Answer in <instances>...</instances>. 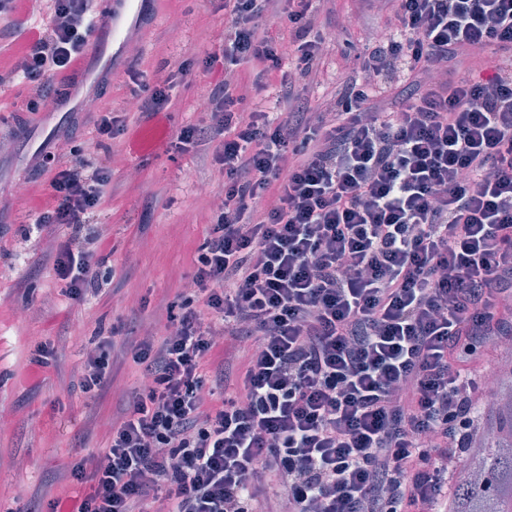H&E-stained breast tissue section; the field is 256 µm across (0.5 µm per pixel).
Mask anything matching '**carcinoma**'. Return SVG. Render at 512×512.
Instances as JSON below:
<instances>
[{"label": "carcinoma", "instance_id": "carcinoma-1", "mask_svg": "<svg viewBox=\"0 0 512 512\" xmlns=\"http://www.w3.org/2000/svg\"><path fill=\"white\" fill-rule=\"evenodd\" d=\"M484 427L471 441L478 453L451 494V512H512V371L502 374L498 398L478 410Z\"/></svg>", "mask_w": 512, "mask_h": 512}]
</instances>
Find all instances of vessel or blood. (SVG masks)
Segmentation results:
<instances>
[{
	"instance_id": "obj_1",
	"label": "vessel or blood",
	"mask_w": 512,
	"mask_h": 512,
	"mask_svg": "<svg viewBox=\"0 0 512 512\" xmlns=\"http://www.w3.org/2000/svg\"><path fill=\"white\" fill-rule=\"evenodd\" d=\"M154 3L155 0H102V19L95 36L80 56L75 76L64 87L56 109L42 113L35 123L15 128L19 155L25 165L37 164L43 155L52 152L73 120L83 113L87 99L98 94L113 74L125 71L127 45L154 20ZM168 135V128L160 123L138 127L131 137V151L138 158L155 155Z\"/></svg>"
}]
</instances>
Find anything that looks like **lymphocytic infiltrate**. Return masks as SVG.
Segmentation results:
<instances>
[{
    "instance_id": "f902f5d3",
    "label": "lymphocytic infiltrate",
    "mask_w": 512,
    "mask_h": 512,
    "mask_svg": "<svg viewBox=\"0 0 512 512\" xmlns=\"http://www.w3.org/2000/svg\"><path fill=\"white\" fill-rule=\"evenodd\" d=\"M321 2L219 0L216 51L125 74L150 117L200 85L207 108L169 147L221 166L224 199L196 300L168 336L122 347L141 387L73 465L68 512H448L487 390L476 347L512 336V0H385L388 32L357 56L365 81L313 100L334 46ZM99 20L95 0H34L39 36L0 70V95L19 82L25 111L55 104ZM218 63L224 80L200 84ZM248 71L274 99L248 101ZM43 166L33 222L69 228L53 266L80 301L100 286L90 224L111 161ZM115 347L83 362L82 393L107 383Z\"/></svg>"
}]
</instances>
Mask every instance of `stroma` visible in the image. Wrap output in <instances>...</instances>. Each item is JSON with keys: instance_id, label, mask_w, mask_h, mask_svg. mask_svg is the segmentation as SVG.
<instances>
[{"instance_id": "obj_1", "label": "stroma", "mask_w": 512, "mask_h": 512, "mask_svg": "<svg viewBox=\"0 0 512 512\" xmlns=\"http://www.w3.org/2000/svg\"><path fill=\"white\" fill-rule=\"evenodd\" d=\"M156 8V25L130 45L140 67L177 69L184 59L212 51L224 32V15L212 0H158ZM330 8L329 31L337 41L360 49L385 29V13L363 9L360 0H332ZM173 18L181 21L175 32ZM75 143L86 160L112 156V196L97 229L114 275L82 302L66 296L53 270L66 228L30 231L27 212L16 202L26 182L33 197L44 196L50 172L23 180L12 171L17 146L0 150V219L7 224L0 234V408L8 412L0 423V512H50L72 488L71 462L83 449L105 446L113 416L136 389V367L115 360L111 383L91 397L75 388L78 370L102 338L119 343L132 328L157 339L168 334L206 236V222L196 218L207 208L198 188L224 195L222 170L201 158L165 148L141 160L129 153L126 135L105 148L85 125L57 150L68 152ZM40 345L50 356L36 371L30 360Z\"/></svg>"}]
</instances>
